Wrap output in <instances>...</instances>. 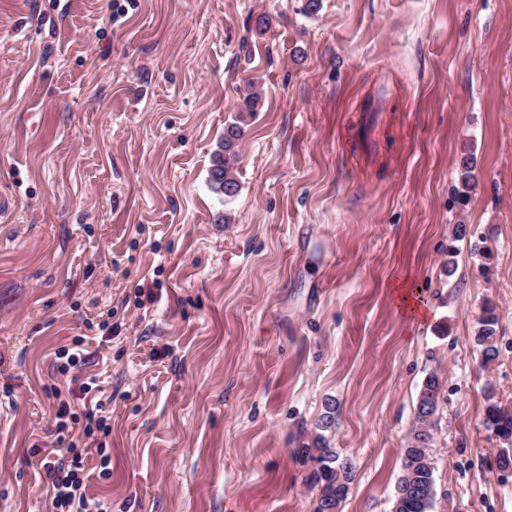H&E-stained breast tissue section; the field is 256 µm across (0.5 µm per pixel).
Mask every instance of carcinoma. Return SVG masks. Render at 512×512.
<instances>
[{"label":"carcinoma","mask_w":512,"mask_h":512,"mask_svg":"<svg viewBox=\"0 0 512 512\" xmlns=\"http://www.w3.org/2000/svg\"><path fill=\"white\" fill-rule=\"evenodd\" d=\"M261 96L256 85L247 83L246 93L239 99L236 120L224 128L222 150L213 160L209 174L212 191L225 199L238 194L240 185L237 179L235 162L246 133V116L257 111ZM474 157L466 153L460 157L457 167V182L463 196H468L474 188ZM497 316L495 309L488 306L478 319L476 340L481 347L482 365L488 366L498 357ZM442 387L436 375L430 374L424 380L419 392L415 410L416 426L410 433L406 448L403 449L402 470L396 485V495L403 498L401 512H431L434 503V468L432 467L433 428L439 415ZM335 407L327 406V414L317 423L320 434L313 445L298 449L301 458L317 462L310 474V481L319 487L317 512H338L347 494L351 480V469L340 461L336 449L330 446L323 435L334 421ZM485 424L501 439L512 443V411L496 400L492 384L485 387Z\"/></svg>","instance_id":"1"}]
</instances>
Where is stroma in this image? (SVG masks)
I'll use <instances>...</instances> for the list:
<instances>
[{"label":"stroma","mask_w":512,"mask_h":512,"mask_svg":"<svg viewBox=\"0 0 512 512\" xmlns=\"http://www.w3.org/2000/svg\"><path fill=\"white\" fill-rule=\"evenodd\" d=\"M305 2L0 0V512H50L31 448L77 336L112 512H315L297 450L330 402L339 512H391L431 373L433 512H512L483 391L512 410V0ZM252 80L225 203L209 170ZM496 325L497 316L495 309L488 306L478 319V327L476 328V340L482 349L481 356L483 367H488V365L498 357ZM84 341L79 338L74 340L71 345L60 348L57 355V372L61 376H67L71 370L81 366L85 362V353L83 348Z\"/></svg>","instance_id":"stroma-1"}]
</instances>
